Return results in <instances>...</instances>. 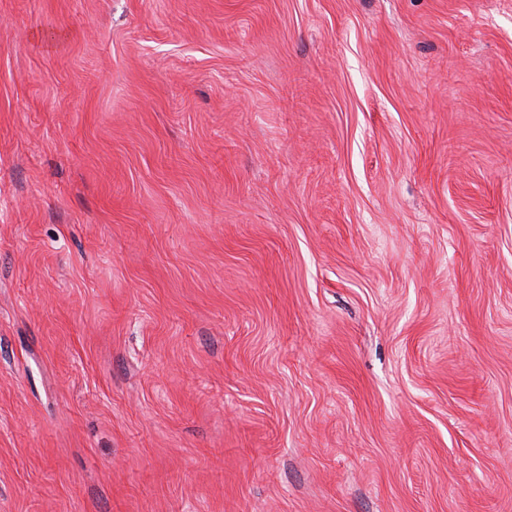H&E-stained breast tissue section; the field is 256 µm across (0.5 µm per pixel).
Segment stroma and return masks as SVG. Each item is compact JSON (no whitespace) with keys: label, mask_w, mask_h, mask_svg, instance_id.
<instances>
[{"label":"stroma","mask_w":512,"mask_h":512,"mask_svg":"<svg viewBox=\"0 0 512 512\" xmlns=\"http://www.w3.org/2000/svg\"><path fill=\"white\" fill-rule=\"evenodd\" d=\"M0 512H512V0H0Z\"/></svg>","instance_id":"obj_1"}]
</instances>
